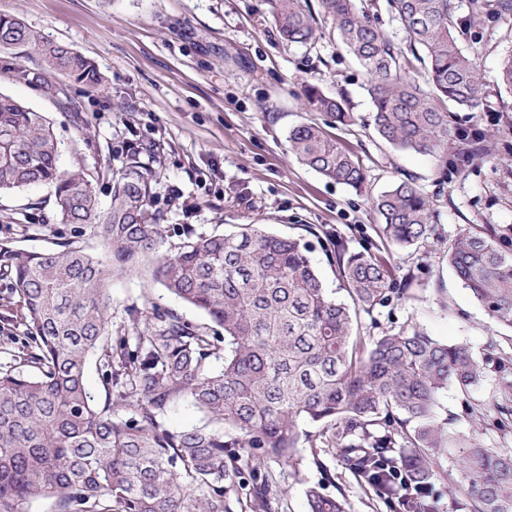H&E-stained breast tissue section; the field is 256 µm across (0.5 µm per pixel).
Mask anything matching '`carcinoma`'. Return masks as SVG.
I'll return each instance as SVG.
<instances>
[{
  "label": "carcinoma",
  "mask_w": 512,
  "mask_h": 512,
  "mask_svg": "<svg viewBox=\"0 0 512 512\" xmlns=\"http://www.w3.org/2000/svg\"><path fill=\"white\" fill-rule=\"evenodd\" d=\"M341 44L367 73L372 125L391 147L428 155L448 179L447 104L479 106L482 83L475 57L454 35L452 0H389L427 74L425 90L408 77L401 48L374 27L356 0H319ZM281 38L308 44L316 19L307 0H269ZM21 47L42 70L101 83L97 67L53 42L18 16H0V50ZM306 106L348 125L344 99L316 87ZM290 151L303 165L356 190L365 174L335 138L316 124L290 129ZM52 127L39 112L0 94V193L52 184L62 224L79 225L101 252L69 240L41 252L0 241V280L17 297L4 324L19 323L28 341L0 367V512H30L51 498L52 512H272L273 477L264 458L294 461L308 443L337 450L358 481L394 512H407L448 451L458 467L468 512H512V451L444 435L432 420L439 390L468 391L484 366L464 344H441L414 328L369 341L356 335L357 312L401 296L388 263L341 237L331 259L347 293H328L310 257L311 242L254 224L212 235L188 228L165 253L153 207V146L128 147L112 171L105 212L85 173L62 177ZM386 242L411 247L423 239L429 200L404 178L373 200ZM448 262L474 298L512 328V254L479 232L448 247ZM151 271L183 303L224 331L194 325L159 310L137 332L134 346L109 331V284L115 274ZM100 354L105 401L84 382L88 360ZM223 359L221 368L211 359ZM191 400L207 424L175 431L167 410ZM498 413L512 416V374L499 382ZM133 406L127 419L114 416ZM325 425L317 437L299 421ZM309 512H347L344 497L311 488Z\"/></svg>",
  "instance_id": "carcinoma-1"
}]
</instances>
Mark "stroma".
Wrapping results in <instances>:
<instances>
[{"label": "stroma", "mask_w": 512, "mask_h": 512, "mask_svg": "<svg viewBox=\"0 0 512 512\" xmlns=\"http://www.w3.org/2000/svg\"><path fill=\"white\" fill-rule=\"evenodd\" d=\"M460 46L475 54L483 84L477 109H452L453 128L480 134L481 150L463 170L439 184L430 157L384 144L371 124L367 75L317 22L309 45L281 41L267 0H0V15L21 17L31 28L89 58L103 82L89 88L60 80L61 94L45 93L48 79L23 50L0 51V93L42 113L58 142L61 175L81 170L100 208L111 202L110 170L121 166L130 143L160 144L154 207L164 214L167 247L183 225L221 234L237 224H258L284 237L302 238L307 225L323 229L311 257L328 292L346 299L326 250L343 237L350 250L371 248L391 265L407 298L361 313L358 332L372 339L407 326L444 344H464L484 364L469 391L447 386L433 418L444 430L492 448L512 450V422L494 408L498 362L512 358V329L475 300L448 262L458 238L490 229L512 253V90L499 81L512 53V15L472 13L456 0ZM315 86L344 97L355 120L329 132L359 162L366 187L355 191L299 163L288 149L289 128L327 118L303 109ZM83 116L75 124L70 106ZM413 177L432 204L429 231L398 250L378 230L373 199ZM59 223L53 186L37 184L0 194V239L43 251L72 237ZM112 330L132 334L129 309L151 314L170 308L201 325L210 320L146 277H117L109 288ZM281 490L280 512H308L306 492L316 487L344 496L348 512H389L327 447L299 449L293 463L264 462Z\"/></svg>", "instance_id": "stroma-1"}]
</instances>
